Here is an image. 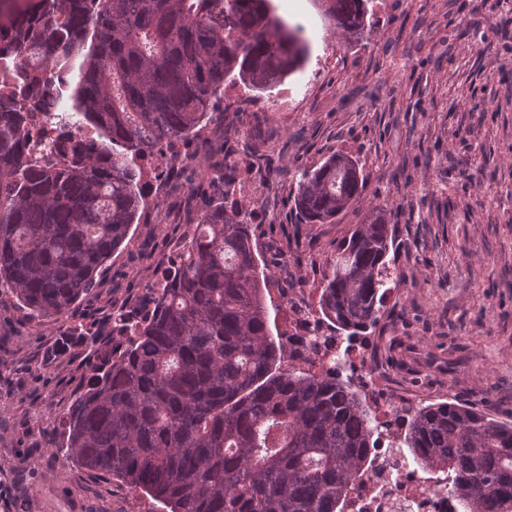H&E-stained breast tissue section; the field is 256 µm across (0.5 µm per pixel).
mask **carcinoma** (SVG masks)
Returning <instances> with one entry per match:
<instances>
[{"label": "carcinoma", "instance_id": "obj_1", "mask_svg": "<svg viewBox=\"0 0 512 512\" xmlns=\"http://www.w3.org/2000/svg\"><path fill=\"white\" fill-rule=\"evenodd\" d=\"M370 0H325L345 37L373 26ZM0 53L23 55L27 75L69 79L59 93L78 122L108 141L103 154L72 149L64 163L35 168L25 154L27 113L0 90V283L33 321L67 316L95 285L131 225L146 215L167 154L214 121L224 86L272 96L309 59L301 26L272 0H33L0 8ZM198 188L182 245L148 292L153 308L112 312L128 339L94 340L98 361L61 417L58 454L121 477L168 512H348L368 470L381 422L343 379L282 369L246 207ZM298 224H327L365 188L358 161L337 152L298 171ZM393 229L379 210L353 229L328 263L315 309L325 341L352 342L381 317L394 282ZM394 435L406 460L446 470L465 512H500L512 501V426L459 402L404 410Z\"/></svg>", "mask_w": 512, "mask_h": 512}]
</instances>
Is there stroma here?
I'll list each match as a JSON object with an SVG mask.
<instances>
[{"instance_id": "1", "label": "stroma", "mask_w": 512, "mask_h": 512, "mask_svg": "<svg viewBox=\"0 0 512 512\" xmlns=\"http://www.w3.org/2000/svg\"><path fill=\"white\" fill-rule=\"evenodd\" d=\"M273 3L305 26L309 61L269 100L226 87L225 103L244 111L192 141L195 160L178 178L159 180L145 221L74 319L94 333L116 308L138 304L178 252L183 208L228 133L239 168L253 163L256 143L275 170L252 174L235 201L261 218L254 230L275 275L266 302L279 334L290 330L279 289L318 299L327 260L381 207L400 284L369 353L417 403L454 399L512 424V0H374L375 24L353 43L336 38L315 0ZM337 151L359 160L365 191L334 223L295 227L294 173ZM64 325L32 323L0 288V512H161L121 478L56 456L59 417L96 363L84 343L58 353Z\"/></svg>"}]
</instances>
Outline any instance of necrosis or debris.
Instances as JSON below:
<instances>
[{
  "label": "necrosis or debris",
  "instance_id": "1",
  "mask_svg": "<svg viewBox=\"0 0 512 512\" xmlns=\"http://www.w3.org/2000/svg\"><path fill=\"white\" fill-rule=\"evenodd\" d=\"M55 86L56 79L49 72L39 84L20 83L15 87L19 103L34 110L38 117L37 125L30 127L28 133L29 159L35 165L61 160V153L47 150V143L56 140L69 146L90 143V134L82 125L75 122L65 127L58 125L57 116L65 100L61 97L50 99L49 94ZM351 358L356 386L364 391L377 417L386 422L387 428L372 451L373 465L354 493L349 512H457L454 496L439 490L440 485L447 483V475L438 473L431 480H424L392 443L391 434L397 429L392 419L397 410L413 407V399L390 396L383 371L368 365L366 343L353 344Z\"/></svg>",
  "mask_w": 512,
  "mask_h": 512
}]
</instances>
